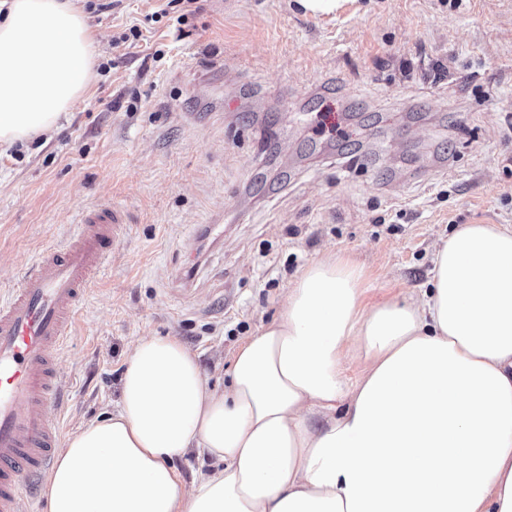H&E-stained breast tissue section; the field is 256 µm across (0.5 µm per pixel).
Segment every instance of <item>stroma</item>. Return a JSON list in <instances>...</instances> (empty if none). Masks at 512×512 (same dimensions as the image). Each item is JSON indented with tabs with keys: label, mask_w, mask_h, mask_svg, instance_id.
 <instances>
[{
	"label": "stroma",
	"mask_w": 512,
	"mask_h": 512,
	"mask_svg": "<svg viewBox=\"0 0 512 512\" xmlns=\"http://www.w3.org/2000/svg\"><path fill=\"white\" fill-rule=\"evenodd\" d=\"M76 5L86 91L0 151V296L89 207L126 215L57 354L64 435L116 409L139 337H179L220 387L323 252L355 258L372 302L429 287L456 226L512 225V0Z\"/></svg>",
	"instance_id": "35a3bbf8"
}]
</instances>
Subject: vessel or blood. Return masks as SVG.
Instances as JSON below:
<instances>
[{"instance_id":"b4317fda","label":"vessel or blood","mask_w":512,"mask_h":512,"mask_svg":"<svg viewBox=\"0 0 512 512\" xmlns=\"http://www.w3.org/2000/svg\"><path fill=\"white\" fill-rule=\"evenodd\" d=\"M125 222L109 204L86 210L69 244L44 250L0 301V512H36L31 485L49 472L60 440L48 415L59 402L55 352Z\"/></svg>"}]
</instances>
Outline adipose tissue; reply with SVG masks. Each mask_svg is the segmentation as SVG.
<instances>
[{
    "label": "adipose tissue",
    "instance_id": "obj_1",
    "mask_svg": "<svg viewBox=\"0 0 512 512\" xmlns=\"http://www.w3.org/2000/svg\"><path fill=\"white\" fill-rule=\"evenodd\" d=\"M0 5L10 146L74 107L96 43L73 0ZM365 293L349 254L313 261L221 390L179 337L139 338L117 410L67 437L46 512H512V226L459 225L430 288ZM192 451L217 468L188 485L172 461Z\"/></svg>",
    "mask_w": 512,
    "mask_h": 512
}]
</instances>
